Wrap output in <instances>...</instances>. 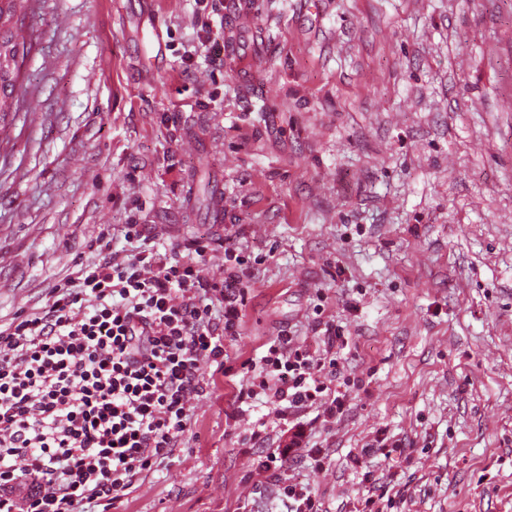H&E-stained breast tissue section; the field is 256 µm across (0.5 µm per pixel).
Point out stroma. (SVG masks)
Returning a JSON list of instances; mask_svg holds the SVG:
<instances>
[{"label": "stroma", "instance_id": "obj_1", "mask_svg": "<svg viewBox=\"0 0 512 512\" xmlns=\"http://www.w3.org/2000/svg\"><path fill=\"white\" fill-rule=\"evenodd\" d=\"M0 131V324L112 250L248 260L230 372L113 512H512V0H44ZM344 344L320 407L237 401L280 332ZM320 450L315 469L308 449ZM287 461L288 455L285 452L274 451L266 456L263 467L266 471H279L273 474V479L276 482L275 486H278L280 497L288 503L289 512H322L320 501L307 486L291 481L290 477H284Z\"/></svg>", "mask_w": 512, "mask_h": 512}]
</instances>
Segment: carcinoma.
<instances>
[{"label": "carcinoma", "instance_id": "obj_1", "mask_svg": "<svg viewBox=\"0 0 512 512\" xmlns=\"http://www.w3.org/2000/svg\"><path fill=\"white\" fill-rule=\"evenodd\" d=\"M42 0H0V122L28 101L29 90L21 66L30 55L33 28L30 19Z\"/></svg>", "mask_w": 512, "mask_h": 512}]
</instances>
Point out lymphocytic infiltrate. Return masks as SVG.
Listing matches in <instances>:
<instances>
[{"label":"lymphocytic infiltrate","mask_w":512,"mask_h":512,"mask_svg":"<svg viewBox=\"0 0 512 512\" xmlns=\"http://www.w3.org/2000/svg\"><path fill=\"white\" fill-rule=\"evenodd\" d=\"M124 231L135 254L113 255L100 232L98 260L80 263L44 308L0 327V512L114 507L136 475L171 458L205 368H223L224 344L239 334L245 258L236 248L225 247L218 284L204 271V241L186 258L160 253L138 225ZM339 339L330 322L318 355L274 337L238 401L264 396L279 417L321 402L335 418L343 403L325 391ZM287 460L272 453L264 468L289 512H322L307 486L284 477Z\"/></svg>","instance_id":"obj_1"}]
</instances>
